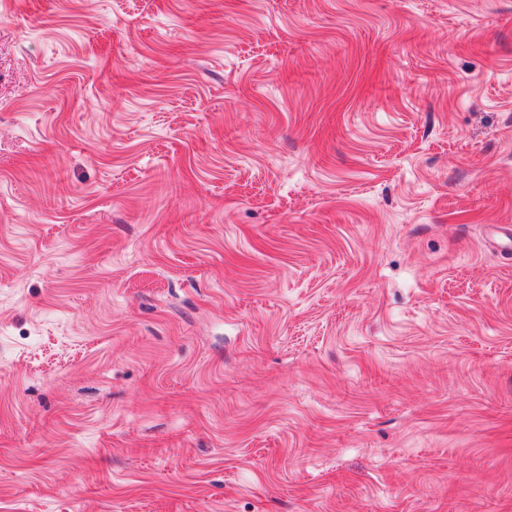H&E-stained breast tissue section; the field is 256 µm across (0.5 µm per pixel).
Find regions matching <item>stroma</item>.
Segmentation results:
<instances>
[{
  "mask_svg": "<svg viewBox=\"0 0 512 512\" xmlns=\"http://www.w3.org/2000/svg\"><path fill=\"white\" fill-rule=\"evenodd\" d=\"M512 0H0V512H512Z\"/></svg>",
  "mask_w": 512,
  "mask_h": 512,
  "instance_id": "obj_1",
  "label": "stroma"
}]
</instances>
